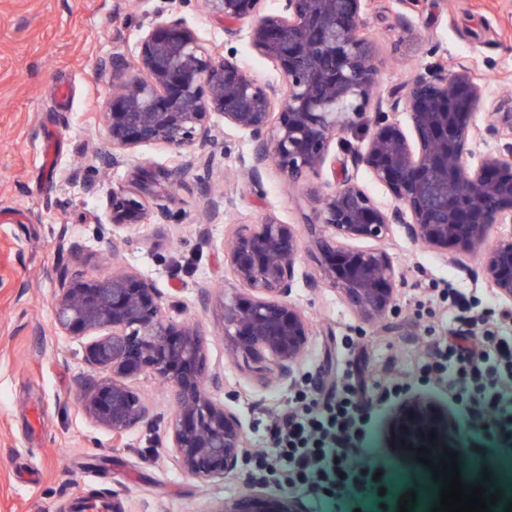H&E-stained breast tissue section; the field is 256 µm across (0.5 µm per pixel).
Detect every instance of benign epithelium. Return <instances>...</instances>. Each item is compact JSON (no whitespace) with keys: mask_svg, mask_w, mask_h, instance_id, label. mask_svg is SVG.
I'll return each mask as SVG.
<instances>
[{"mask_svg":"<svg viewBox=\"0 0 512 512\" xmlns=\"http://www.w3.org/2000/svg\"><path fill=\"white\" fill-rule=\"evenodd\" d=\"M259 2L205 5L230 37L247 23L250 45L284 83L258 82L235 58L207 48L179 18L153 24L134 62L114 56L99 64V72H112V93L102 105L112 155L100 160L101 168L129 164L143 146L164 145L185 154L163 175L173 188L208 168L213 113L251 141L243 170L254 185L270 169L290 184L321 175L335 143L343 153L339 178L328 190L314 191L318 207L309 230L322 261L310 287L338 290L366 321L386 320L401 286L395 260L381 247L349 243L383 241L397 226L409 242L445 258L479 257L485 282L512 313V234L489 241L494 225L512 223V142L472 162L481 86L465 71H441L396 88L391 110L407 115L405 131L389 113L367 111L377 78L370 46L360 35L368 0H280L273 12L259 11ZM359 123L368 137L356 150L346 134ZM488 130L512 136V113H495ZM349 162L366 167L396 205L380 207L349 177ZM128 178L140 192L112 190V225L170 223L167 205L149 208L143 200L150 192L146 183H160L157 175L133 165ZM301 253L294 225L273 218L235 225L225 245L233 288L224 298L231 354L263 365L273 382L288 388L311 335L310 320L290 300ZM54 274L59 326L70 336L98 334L86 360L110 372L82 387V409L112 435L126 434L151 410L125 380L152 376L172 396L170 450L180 469L203 481L237 470L251 455L250 442L236 410L206 392L200 331L171 320L154 282L131 269L115 267L95 279L65 269ZM426 418L435 429L448 430V412L426 398L402 403L397 414L402 427ZM212 512L304 509L292 497L254 490Z\"/></svg>","mask_w":512,"mask_h":512,"instance_id":"7a95c632","label":"benign epithelium"}]
</instances>
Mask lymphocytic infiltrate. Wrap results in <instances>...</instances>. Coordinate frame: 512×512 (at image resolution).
<instances>
[{
  "instance_id": "lymphocytic-infiltrate-1",
  "label": "lymphocytic infiltrate",
  "mask_w": 512,
  "mask_h": 512,
  "mask_svg": "<svg viewBox=\"0 0 512 512\" xmlns=\"http://www.w3.org/2000/svg\"><path fill=\"white\" fill-rule=\"evenodd\" d=\"M453 309L450 341L435 342L420 374L445 384L449 394L467 410L473 424L500 442L512 441V336L500 335L490 317L474 321L461 293L445 290ZM342 388L323 402L309 401L306 391L298 406L275 418L271 427L274 454H256L260 474L284 475L289 489L317 499H343L358 493L375 504H390L381 494L388 479L373 462L353 458L373 414L357 372L346 369Z\"/></svg>"
}]
</instances>
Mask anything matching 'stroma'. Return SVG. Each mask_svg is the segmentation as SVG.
<instances>
[{
	"instance_id": "obj_1",
	"label": "stroma",
	"mask_w": 512,
	"mask_h": 512,
	"mask_svg": "<svg viewBox=\"0 0 512 512\" xmlns=\"http://www.w3.org/2000/svg\"><path fill=\"white\" fill-rule=\"evenodd\" d=\"M182 19L208 45L262 82L282 75L259 56L246 36L228 37L201 0H0V512H78V497H105L113 512H212L255 487L273 495L288 488L256 484L252 465L202 482L177 467L167 451L172 401L167 388L136 376L129 384L152 411L150 420L113 440L79 407L76 395L93 377L85 360L86 336H69L54 321V269L87 278L111 272L113 259L147 277L159 289L174 320L197 321L210 372L209 391L231 400L253 448L269 447L268 414L288 405L293 389L262 384L257 363L229 359L224 331V290L230 272L224 244L234 225L265 217L295 225L308 236L313 218L311 186L286 185L274 170L254 186L240 175L252 144L212 115L215 145L206 180L175 187L167 201L168 224L113 228L110 198L127 185L128 169L98 171L110 146L101 105L110 92L97 73L100 60L136 56L151 24ZM377 72L370 107L389 110L391 89L435 65L466 70L484 90L474 117L481 130L474 158L497 152L502 141L487 134L497 112H512V0H370L364 14ZM95 177L98 191L85 195L70 183L75 168ZM224 191V212L203 221L208 189ZM123 241L113 255L112 240ZM385 248L404 277L398 325L384 329L362 321L339 292L312 288L319 253L306 246L291 299L313 325L298 375L320 382L317 398L341 382L353 363L369 382L412 376L435 338L448 333L441 291L452 286L470 297L472 315L501 303L478 272L477 261L460 269L394 229ZM411 393L448 411L439 440L429 424L395 428L392 408L380 411L366 457L388 466L397 494L416 492L411 512H431L439 498L430 465L451 451L463 483L489 475L488 492H501L493 512L512 501V447L474 429L436 383L414 381ZM429 448V465L418 448Z\"/></svg>"
}]
</instances>
